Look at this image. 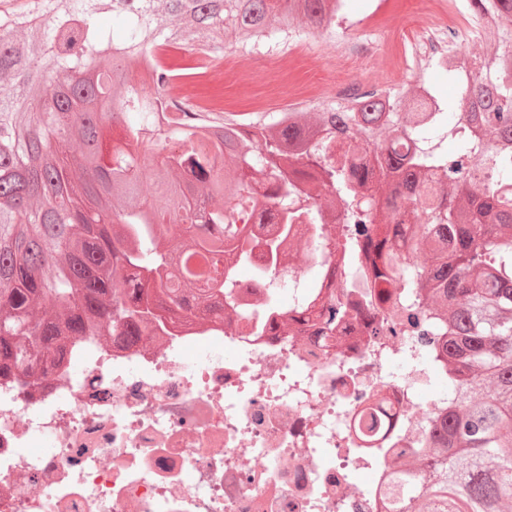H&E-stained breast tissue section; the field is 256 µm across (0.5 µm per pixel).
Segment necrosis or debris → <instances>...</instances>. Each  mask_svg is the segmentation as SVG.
<instances>
[{
	"mask_svg": "<svg viewBox=\"0 0 512 512\" xmlns=\"http://www.w3.org/2000/svg\"><path fill=\"white\" fill-rule=\"evenodd\" d=\"M385 77L347 75L372 43L340 42L308 54L271 55L284 74L304 69L295 107L322 98H381L387 86L456 66L485 36L476 0H405ZM173 76L165 97L212 111L200 84L230 76V62ZM304 251L269 263L255 254L237 280L245 316L225 326L157 329L132 348L79 339L77 366L26 386L0 378V512H384L391 489L409 487L454 395L432 356L428 326L413 329L412 268L431 251L408 233L389 303L358 266L324 248L340 224H300ZM279 272L276 292L266 268ZM288 301L289 329L268 311ZM360 308L334 329L321 323L338 300ZM365 481H358V474Z\"/></svg>",
	"mask_w": 512,
	"mask_h": 512,
	"instance_id": "necrosis-or-debris-1",
	"label": "necrosis or debris"
}]
</instances>
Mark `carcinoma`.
Returning a JSON list of instances; mask_svg holds the SVG:
<instances>
[{
    "mask_svg": "<svg viewBox=\"0 0 512 512\" xmlns=\"http://www.w3.org/2000/svg\"><path fill=\"white\" fill-rule=\"evenodd\" d=\"M28 0L0 13V376L27 381L64 362L79 336L132 346L161 311L201 323L243 318L236 271L260 248L295 244L293 226L342 220L345 257L392 284L386 256L409 216L436 242L416 288L446 315L439 349L458 401L436 425L414 489L391 512H512V0H482L493 52L475 74L495 85L464 113L459 88L442 125L411 107L418 89L257 115L169 124L172 71L132 82L137 57L194 32L209 55L244 30L269 48L282 27L334 24L336 0ZM112 94L108 133L87 118ZM468 115L471 126L462 132ZM407 139L411 150H389ZM456 143L451 153L440 143ZM112 176L105 193L90 181ZM266 186L259 196L256 186Z\"/></svg>",
    "mask_w": 512,
    "mask_h": 512,
    "instance_id": "carcinoma-1",
    "label": "carcinoma"
}]
</instances>
